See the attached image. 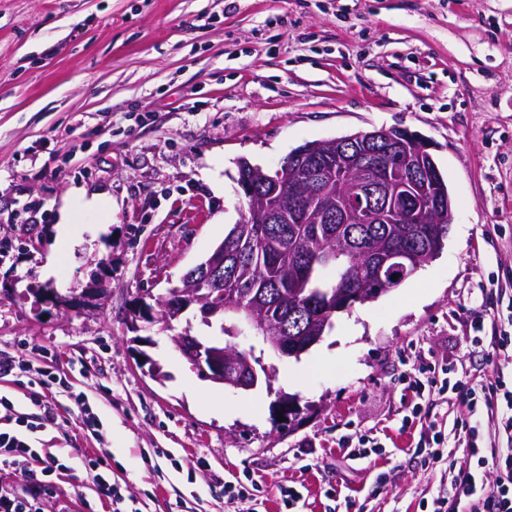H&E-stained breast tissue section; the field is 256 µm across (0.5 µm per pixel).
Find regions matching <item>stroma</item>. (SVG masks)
Listing matches in <instances>:
<instances>
[{
	"label": "stroma",
	"mask_w": 512,
	"mask_h": 512,
	"mask_svg": "<svg viewBox=\"0 0 512 512\" xmlns=\"http://www.w3.org/2000/svg\"><path fill=\"white\" fill-rule=\"evenodd\" d=\"M382 127L428 141L448 184L435 260L336 313L299 358L265 351L249 391L177 350L178 333L212 336L197 312L146 325L165 377L140 368L129 313L241 220L240 159L273 170L304 143ZM0 242V354L35 345L97 404L112 480L139 512H431L453 492L468 406L419 392L418 360L475 387L512 378V350L488 357L512 308V0H0ZM91 287L95 307L68 305ZM363 435L380 448L358 459ZM39 438L54 454L94 445L68 410ZM237 481L257 496L230 499ZM284 486L300 494L289 509ZM95 496L79 471L37 512Z\"/></svg>",
	"instance_id": "35a3bbf8"
}]
</instances>
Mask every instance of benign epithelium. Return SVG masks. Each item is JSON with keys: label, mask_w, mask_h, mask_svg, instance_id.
Wrapping results in <instances>:
<instances>
[{"label": "benign epithelium", "mask_w": 512, "mask_h": 512, "mask_svg": "<svg viewBox=\"0 0 512 512\" xmlns=\"http://www.w3.org/2000/svg\"><path fill=\"white\" fill-rule=\"evenodd\" d=\"M416 141L412 132L404 136L396 135L393 129H373L358 131L342 138L317 141L305 152L299 153L296 160V176L288 182L289 191L297 198L299 205L292 208L287 221L304 224L313 220V213L325 208L326 199L334 194L344 196H362L369 194L379 198V204L362 210L361 220L365 224H384L393 213L399 214L405 224H441L443 220L427 213L425 188L421 174L417 173L409 180L393 175L391 168L364 167L359 163L361 149L370 144L376 146V153L388 160L399 161L410 156V143ZM410 254L402 250H391L379 255L375 267L374 279L386 282L395 275L402 278L406 274ZM233 255H224L219 247L203 262L189 270L184 281L190 287L175 291L178 304L160 307L169 308L175 316H180L196 306L202 317L208 319L224 313L233 307L241 314V323L255 331L264 324L265 318L252 314L251 303L247 296L236 288H224V264H231ZM295 308L294 321L283 326V336L279 337L277 349L286 350V357H299L317 344L322 336L316 330L304 337L301 343H293L296 329L300 328L314 301L306 290L297 287L293 290ZM366 302V295L360 290L342 293L326 301L320 313L323 320H330L336 313L352 307L356 303ZM155 310L147 305H139L130 314V328L137 332L140 323H153ZM181 355L199 370L206 378L215 383L234 389L250 390L259 380V374L246 356L218 347H206L198 344L191 336L183 333L174 338Z\"/></svg>", "instance_id": "7a95c632"}]
</instances>
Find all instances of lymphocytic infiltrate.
<instances>
[{
  "instance_id": "1",
  "label": "lymphocytic infiltrate",
  "mask_w": 512,
  "mask_h": 512,
  "mask_svg": "<svg viewBox=\"0 0 512 512\" xmlns=\"http://www.w3.org/2000/svg\"><path fill=\"white\" fill-rule=\"evenodd\" d=\"M27 344H20L15 356L0 360V379L11 378L14 385L27 389V399L38 407L40 415L32 419L22 412L15 401L0 394V464L12 466L22 477L21 488L4 491L0 489V512H34L38 495L51 490L59 476L84 468L90 470L99 498L108 500L112 512H128L126 501L112 482V464L108 454H99L87 448L59 456L35 445L36 435L53 424L59 408L58 401L41 395L40 387L57 384L60 399H66L77 409V417L83 430L96 441H103L102 422L97 410L83 393H74L66 380H54L52 375L29 359ZM442 390L462 393L468 398L469 409L485 406L500 417L504 430H512V386L503 376L488 378L480 388L469 387L466 381L456 376L444 378ZM476 427L466 426V443L463 449L465 462L454 476L459 495H480L484 512H512V448L503 450L496 463L493 482L481 483L477 472L485 466L482 448L476 443Z\"/></svg>"
}]
</instances>
